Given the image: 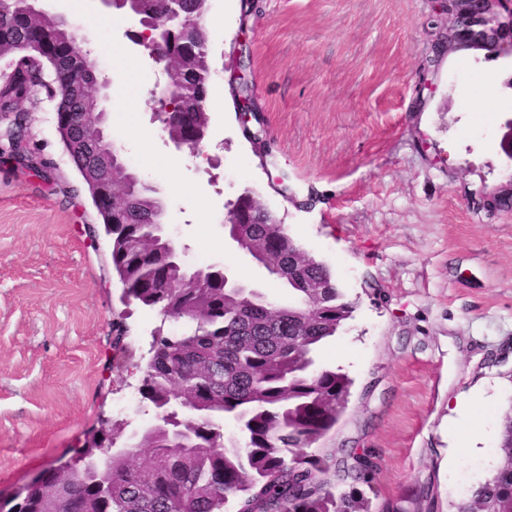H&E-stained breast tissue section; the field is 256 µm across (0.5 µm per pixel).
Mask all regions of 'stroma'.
I'll return each mask as SVG.
<instances>
[{
	"label": "stroma",
	"mask_w": 512,
	"mask_h": 512,
	"mask_svg": "<svg viewBox=\"0 0 512 512\" xmlns=\"http://www.w3.org/2000/svg\"><path fill=\"white\" fill-rule=\"evenodd\" d=\"M45 7L70 20L110 75L108 132L163 199L188 265L223 264L287 301L224 239L228 205L247 191L354 302L317 355L353 381L321 446L373 458L371 512H450L496 468L487 455L449 471L457 396L484 391L476 420L490 444L512 407V209L472 203L473 192L512 178L501 149L512 132V62L437 51L448 20L432 0H208L209 137L194 156L150 120L163 76L135 45L126 11L101 0ZM239 39L259 114L245 124L230 87ZM125 95L134 109L116 111ZM21 107L34 114L31 148L54 169L47 178L0 158V500L74 458L103 416L143 431L140 405L116 404L136 393L155 328L183 329L124 301L54 100L41 90ZM138 128L154 133L142 146Z\"/></svg>",
	"instance_id": "stroma-1"
}]
</instances>
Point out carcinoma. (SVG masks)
Instances as JSON below:
<instances>
[{"instance_id":"carcinoma-1","label":"carcinoma","mask_w":512,"mask_h":512,"mask_svg":"<svg viewBox=\"0 0 512 512\" xmlns=\"http://www.w3.org/2000/svg\"><path fill=\"white\" fill-rule=\"evenodd\" d=\"M151 19L148 51L159 60L177 47L188 65L181 72L173 110L163 127L171 137H190L204 116L199 109L209 73L205 7L195 0H142ZM24 0H0V38L41 51L43 35L59 44L74 40L72 28L53 15L39 29L21 23ZM49 93L58 111L88 121L99 111L92 88L98 68L75 77L61 58L45 59ZM112 202V269L125 297L184 324L182 332L152 337L141 368V402L161 424L134 443L123 424H112V462L84 450L77 475L65 480L54 469L22 486L6 512H369L358 490L370 485L373 464L353 448L312 452L345 409L352 380L316 363L317 350L351 316L330 269L308 256L282 224H264L249 197L230 204L245 223L242 242L261 249L271 263L300 266L292 300L274 304L252 288H226L221 274L205 275L202 288H180L182 269L170 244L155 236L147 217L163 212L155 193L128 198L123 177ZM236 434L224 433V421ZM499 463L491 478L456 504V512H512V411L501 416Z\"/></svg>"}]
</instances>
